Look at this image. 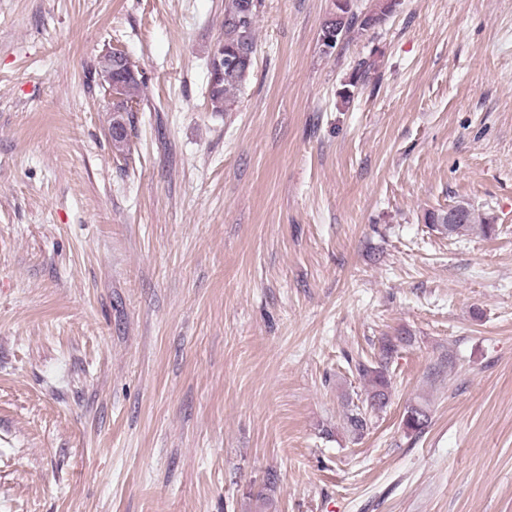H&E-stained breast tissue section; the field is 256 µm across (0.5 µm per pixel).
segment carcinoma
I'll return each instance as SVG.
<instances>
[{
  "label": "carcinoma",
  "instance_id": "carcinoma-1",
  "mask_svg": "<svg viewBox=\"0 0 512 512\" xmlns=\"http://www.w3.org/2000/svg\"><path fill=\"white\" fill-rule=\"evenodd\" d=\"M262 0H224V33L220 42L224 48L237 53V62L233 65L220 61L224 76L214 83H208V97L213 111L226 112L233 102V95L250 76L255 55V27L259 17ZM399 6V0H376L374 8L363 13L353 8V0H344V4L336 6L335 17L324 21V24L336 26L337 42H343L354 31H368L389 18ZM134 123V114L121 111V106L112 107V145L122 151L127 145L128 129ZM425 222L435 228L441 227L448 236L459 237L473 229V225L481 224V230L489 234L494 225L481 220L475 211H470L466 219L458 224L448 223V215L444 210L425 213ZM406 341L404 336H390L381 345L380 360L377 366L370 367L360 364L357 371L368 381L369 391L367 403L370 411L359 407L349 410L344 416L347 431L358 440L362 438L370 423V413L383 409L389 400L388 365L397 353L398 347ZM431 417L426 406L417 403L406 408L402 424L403 428L415 435L422 434L429 427Z\"/></svg>",
  "mask_w": 512,
  "mask_h": 512
}]
</instances>
